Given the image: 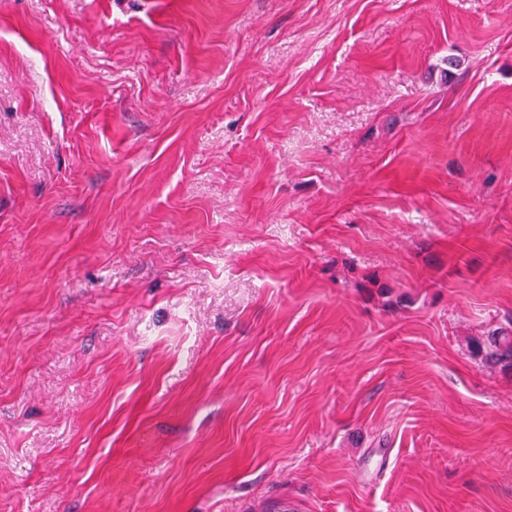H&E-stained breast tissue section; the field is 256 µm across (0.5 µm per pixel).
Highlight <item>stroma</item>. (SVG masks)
I'll list each match as a JSON object with an SVG mask.
<instances>
[{
  "instance_id": "obj_1",
  "label": "stroma",
  "mask_w": 512,
  "mask_h": 512,
  "mask_svg": "<svg viewBox=\"0 0 512 512\" xmlns=\"http://www.w3.org/2000/svg\"><path fill=\"white\" fill-rule=\"evenodd\" d=\"M501 328L512 0H0V512H512ZM474 350L484 353L489 364L512 370V332L493 331L484 341H475Z\"/></svg>"
}]
</instances>
